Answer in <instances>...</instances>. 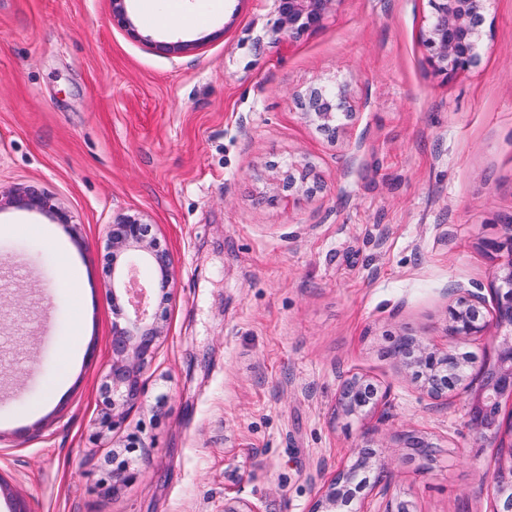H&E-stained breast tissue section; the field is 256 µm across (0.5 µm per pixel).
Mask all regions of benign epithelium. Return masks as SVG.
I'll return each instance as SVG.
<instances>
[{"instance_id":"1","label":"benign epithelium","mask_w":512,"mask_h":512,"mask_svg":"<svg viewBox=\"0 0 512 512\" xmlns=\"http://www.w3.org/2000/svg\"><path fill=\"white\" fill-rule=\"evenodd\" d=\"M112 16L126 33L143 40L127 16L125 0H111ZM273 31L298 34L319 27L339 0H273ZM430 14L421 34L429 64L443 74L468 70L477 59L485 31L487 0H429ZM302 118L334 140L341 120L354 116L347 89L339 83L308 90L301 97ZM308 166L293 161L282 172L278 189L290 197L309 196ZM17 206L50 212L58 223L70 216L53 199L36 190L0 194V209ZM501 237L487 240V252L500 257L490 292L492 321L500 330L494 357L479 360L462 355V344L481 336L489 326L483 286L457 290L446 310L448 344L439 347L409 333L395 336L388 354L394 356L411 380L432 399H441L458 388L473 393L466 413V427L480 446L497 448L493 463V512H512V410L501 418L502 402H512V224L503 225ZM107 261L112 267V306L118 320L112 323V363L102 384L101 431L124 422L141 400L143 371L154 358L164 327L150 298L164 304L175 288L174 266L169 251L152 233V225L138 215H122L107 228ZM149 274L148 285L138 280L139 269ZM389 391L359 375L346 377L336 396V414L366 418L388 402ZM416 455L430 458L432 445L414 434L404 436ZM389 466L366 440L354 450L351 464L324 483L309 512H364L373 493L386 497L383 512H413L409 502L388 498Z\"/></svg>"}]
</instances>
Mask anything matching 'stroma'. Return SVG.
Returning <instances> with one entry per match:
<instances>
[{"mask_svg": "<svg viewBox=\"0 0 512 512\" xmlns=\"http://www.w3.org/2000/svg\"><path fill=\"white\" fill-rule=\"evenodd\" d=\"M126 7L140 40L110 0H0V191L36 187L71 216L0 210V512H224L228 491L309 512L366 436L415 512H491L496 450L469 434L466 392L429 398L385 350L401 331L446 345L454 290L496 276L482 242L512 218V0H490L477 64L449 76L421 45L428 0H338L294 39L273 0H220L194 28ZM177 41L193 47L162 51ZM334 81L356 115L332 140L298 95ZM292 160L315 193L269 202ZM126 214L153 224L177 288L140 403L103 432L106 230ZM66 268L79 313L54 287ZM352 374L388 405L337 416ZM409 431L432 463L407 461ZM127 458L139 474L113 491Z\"/></svg>", "mask_w": 512, "mask_h": 512, "instance_id": "1", "label": "stroma"}]
</instances>
